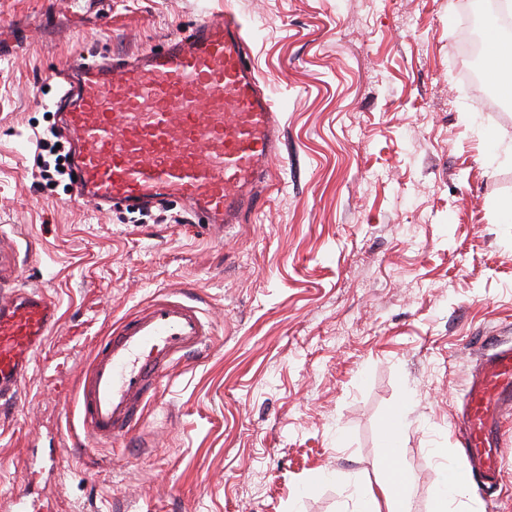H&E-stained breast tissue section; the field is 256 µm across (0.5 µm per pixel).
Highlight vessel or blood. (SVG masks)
<instances>
[{
  "label": "vessel or blood",
  "instance_id": "vessel-or-blood-1",
  "mask_svg": "<svg viewBox=\"0 0 512 512\" xmlns=\"http://www.w3.org/2000/svg\"><path fill=\"white\" fill-rule=\"evenodd\" d=\"M66 82L60 130L83 203L143 211L176 201L219 235L260 209L257 185L281 126L234 17L203 19L136 56L78 54ZM58 310L34 286L0 296V400L25 384ZM213 336L183 287L113 322L75 381L88 465H98L99 449L138 441L162 380L204 354ZM510 417L512 345L496 343L481 351L462 411L464 475L476 491L499 481Z\"/></svg>",
  "mask_w": 512,
  "mask_h": 512
}]
</instances>
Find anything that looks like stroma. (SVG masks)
I'll return each instance as SVG.
<instances>
[{"label":"stroma","mask_w":512,"mask_h":512,"mask_svg":"<svg viewBox=\"0 0 512 512\" xmlns=\"http://www.w3.org/2000/svg\"><path fill=\"white\" fill-rule=\"evenodd\" d=\"M492 0H0V293L37 285L60 320L0 411V512H361L385 430L407 512H435L478 351L512 341V110L486 111L461 37ZM233 15L283 130L260 210L215 239L182 205L98 212L44 186L55 73ZM192 289L209 353L165 378L156 440L88 469L70 387L112 321ZM503 489L453 512H512Z\"/></svg>","instance_id":"1"}]
</instances>
